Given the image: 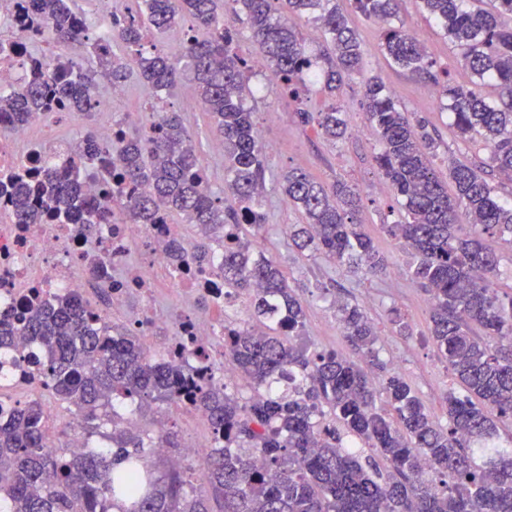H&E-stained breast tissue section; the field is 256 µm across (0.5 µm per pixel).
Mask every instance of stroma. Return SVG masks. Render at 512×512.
Instances as JSON below:
<instances>
[{
    "label": "stroma",
    "mask_w": 512,
    "mask_h": 512,
    "mask_svg": "<svg viewBox=\"0 0 512 512\" xmlns=\"http://www.w3.org/2000/svg\"><path fill=\"white\" fill-rule=\"evenodd\" d=\"M336 2L359 34L365 75H380L400 106L423 120L427 131L436 139L435 169L439 173H447L448 161L452 158L477 165L487 162L488 149L458 139L446 101L432 84L411 77L383 57L378 25L357 13L350 0ZM399 18L405 27L416 30L429 58L436 61L438 68L447 69L452 82L469 83V74L457 63L456 49L439 23L428 18L421 9L419 0H400ZM269 76L270 72L265 68L252 71L249 86L254 96L247 101L257 125L263 127L266 139L277 146L276 152L267 156L264 210L268 224L260 247L267 256L281 264L289 285L305 306L307 342L318 350L350 355L351 349L334 312V302L340 299L359 304L374 323L380 358L412 387L433 419L440 425H447L445 397L448 391L456 389L457 384L428 338L429 296L410 281L406 273L409 258L386 229L387 224L398 218L396 200L375 165L374 156L378 150L375 136L361 137L356 133L357 126L366 122L360 80H353L339 95L349 130L343 140L331 143L298 117L304 110L321 111L326 105L325 99L313 93L299 104L285 95L266 94L264 87ZM163 102L184 113L193 143L208 170L210 184L214 191H222L224 160L210 154L214 136L209 119L198 107L185 103L180 92L164 97ZM271 110L277 113L276 120L272 122L266 119ZM291 168L302 169L328 185L344 179L356 186L361 197L358 218L378 249L387 256V273L374 276L351 274L322 257L301 253L291 245L285 227L300 223L301 216L289 207L277 183L279 175ZM404 323L409 326L405 333L400 330ZM162 419L167 420L169 432L181 445L191 437L202 438L208 433L205 424L190 423L186 413L164 405L143 410L138 422L142 429L149 431Z\"/></svg>",
    "instance_id": "obj_1"
}]
</instances>
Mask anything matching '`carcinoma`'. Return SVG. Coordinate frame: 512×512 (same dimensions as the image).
I'll return each mask as SVG.
<instances>
[{
  "instance_id": "carcinoma-1",
  "label": "carcinoma",
  "mask_w": 512,
  "mask_h": 512,
  "mask_svg": "<svg viewBox=\"0 0 512 512\" xmlns=\"http://www.w3.org/2000/svg\"><path fill=\"white\" fill-rule=\"evenodd\" d=\"M29 2L30 25L51 31L64 48L85 43L87 56L66 55L54 70L36 72L24 91L1 93V117L19 126L34 111L67 103L91 112L99 77L118 85L135 78L169 92L185 69L224 144V192L237 207L224 208L211 189L183 114L154 106L152 136L126 133L103 146L89 134L36 182L27 173L1 175L0 194L17 198L6 215L14 224L112 223L108 200L90 202L81 193L82 181L95 175L87 158L111 151L116 179L128 189L120 219L153 224L159 213L176 212L197 229L189 246L173 247L172 262L189 257L203 267L225 240L224 285L248 300L252 322L235 321L224 331V356L250 396L207 378L192 384V403L214 435L201 459L207 486H194L191 465L156 476L153 437L108 424L124 410L179 408L187 381L179 359L147 358L142 334L105 322L71 293L35 300L19 320L0 317V350L22 336L44 353L25 360L55 399L75 408L89 447L80 454L55 449L39 399L0 408V503L10 512H512V446L498 443L500 429L512 425V292L495 288L500 259L487 243L497 238L512 247V202L484 168L453 160L448 177L437 173L436 139L380 76L363 81L362 106L379 146L375 161L400 204L387 231L411 258L410 279L430 296V338L461 385L445 399L446 427L380 361L377 333L359 305L338 302L336 312L360 359L311 349L305 310L285 271L255 254L267 224V155L244 106L250 60L224 27V11L230 2L242 4L258 58L271 71L269 93L301 102L310 93L306 77L317 78L331 104L299 116L335 141L348 129L337 93L363 64L358 34L336 0H287L288 13L314 14L332 46L322 56L307 53L275 0H133L137 10L127 9L112 36L124 47L121 55L100 51L92 30L77 29L75 0ZM421 3L458 49L470 84L439 81L419 40L395 23L398 0H353L363 16L382 23L385 56L437 86L461 140L481 141L490 150L488 167L512 182V25L504 23L512 0ZM187 17L207 35H186L179 59L144 50L149 31L165 32ZM488 81L497 86L494 98L483 91ZM282 182L303 218L288 229L296 249L353 274L386 270L387 256L355 221L361 198L350 186L297 169ZM142 185L147 191L136 192ZM30 196L37 205L27 204Z\"/></svg>"
}]
</instances>
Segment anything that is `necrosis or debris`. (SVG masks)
Instances as JSON below:
<instances>
[{"label": "necrosis or debris", "mask_w": 512, "mask_h": 512, "mask_svg": "<svg viewBox=\"0 0 512 512\" xmlns=\"http://www.w3.org/2000/svg\"><path fill=\"white\" fill-rule=\"evenodd\" d=\"M55 63L45 55L33 62L20 54H0V88L21 90L34 65L49 70ZM46 118L41 111L21 126L0 121V171H41L59 159L60 143L32 142L34 130ZM183 238L181 225L164 218L146 225L104 224L96 240L86 237L78 224H0V314L18 317L36 295L67 291L83 296L89 289L104 288L108 309L123 327L163 329L159 343L146 344L147 358L177 352L191 364L214 366L224 353V313L245 312V301L225 286L218 264L173 268L166 246ZM133 296L142 302L136 312L127 308ZM165 299L180 311L171 333L161 308ZM204 304L209 307L205 313L200 310Z\"/></svg>", "instance_id": "necrosis-or-debris-1"}]
</instances>
